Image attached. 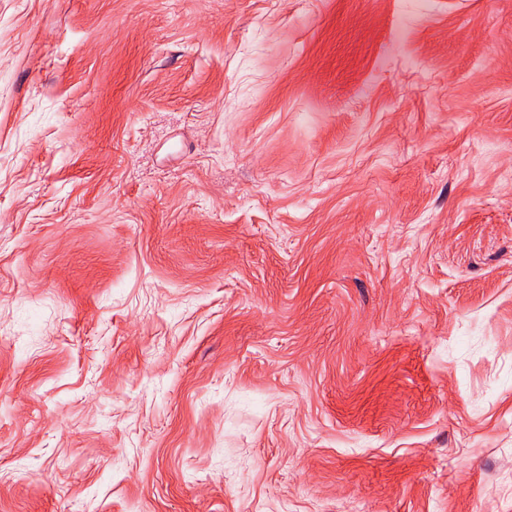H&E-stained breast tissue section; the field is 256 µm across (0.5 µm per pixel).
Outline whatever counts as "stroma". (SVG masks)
<instances>
[{
  "instance_id": "1",
  "label": "stroma",
  "mask_w": 512,
  "mask_h": 512,
  "mask_svg": "<svg viewBox=\"0 0 512 512\" xmlns=\"http://www.w3.org/2000/svg\"><path fill=\"white\" fill-rule=\"evenodd\" d=\"M0 512H512V0H0Z\"/></svg>"
}]
</instances>
